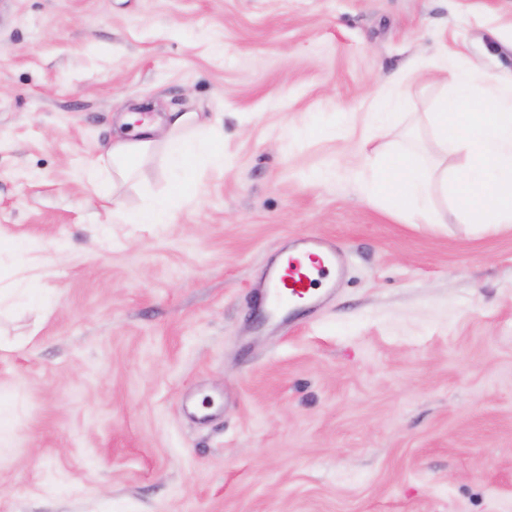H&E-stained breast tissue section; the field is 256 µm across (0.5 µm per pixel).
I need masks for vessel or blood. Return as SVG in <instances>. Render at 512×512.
<instances>
[{
    "label": "vessel or blood",
    "mask_w": 512,
    "mask_h": 512,
    "mask_svg": "<svg viewBox=\"0 0 512 512\" xmlns=\"http://www.w3.org/2000/svg\"><path fill=\"white\" fill-rule=\"evenodd\" d=\"M338 273L335 249L319 238L304 239L295 251L271 263L264 303L271 312L295 315L313 303L316 280L330 282Z\"/></svg>",
    "instance_id": "1"
}]
</instances>
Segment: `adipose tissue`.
<instances>
[{
  "instance_id": "ef3b65f1",
  "label": "adipose tissue",
  "mask_w": 512,
  "mask_h": 512,
  "mask_svg": "<svg viewBox=\"0 0 512 512\" xmlns=\"http://www.w3.org/2000/svg\"><path fill=\"white\" fill-rule=\"evenodd\" d=\"M115 135L101 162L89 176L103 193H110L135 180L143 164L164 149L171 172L167 194L139 209L127 212L129 224H169L176 213L193 204L199 195L198 176L207 167L225 164L224 146L193 111L167 112L153 121L133 124L128 116L118 120Z\"/></svg>"
}]
</instances>
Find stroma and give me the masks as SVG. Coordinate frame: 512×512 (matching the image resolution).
<instances>
[{
  "instance_id": "1",
  "label": "stroma",
  "mask_w": 512,
  "mask_h": 512,
  "mask_svg": "<svg viewBox=\"0 0 512 512\" xmlns=\"http://www.w3.org/2000/svg\"><path fill=\"white\" fill-rule=\"evenodd\" d=\"M451 51L512 74V0H0V276L35 258L44 290L0 303V512H512V224L355 177ZM391 91L398 127L366 125ZM189 107L228 165L124 223L162 155L116 204L88 168L120 115ZM307 236L343 282L265 319L268 256Z\"/></svg>"
}]
</instances>
